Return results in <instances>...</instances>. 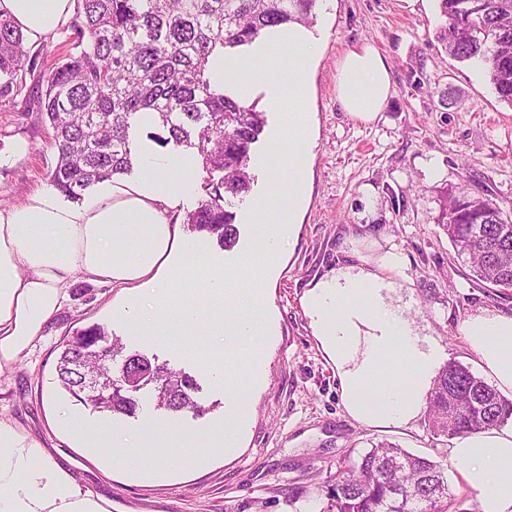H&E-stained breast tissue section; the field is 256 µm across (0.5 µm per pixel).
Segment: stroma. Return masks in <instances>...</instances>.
<instances>
[{
  "instance_id": "35a3bbf8",
  "label": "stroma",
  "mask_w": 512,
  "mask_h": 512,
  "mask_svg": "<svg viewBox=\"0 0 512 512\" xmlns=\"http://www.w3.org/2000/svg\"><path fill=\"white\" fill-rule=\"evenodd\" d=\"M310 31L320 41L312 68L309 105L314 145L306 204L294 236L270 264L263 372L252 385L246 356L235 362L236 394L251 417L230 457L216 456L204 469L180 466V448H152L147 463L172 470L171 479L128 481L123 449H111L112 466L101 470L73 444L49 435V399L93 425L102 413L62 390L56 365L62 342L92 324L123 338L127 352L158 356L176 371L194 375L203 414L155 409L152 392H138L139 408L119 417L121 431L142 433L150 423L172 420L187 432L208 435L222 422L232 394L206 371V337L186 346L169 337L133 336L112 314L115 292L85 283L49 322L45 338L13 372L0 379V414L43 439L53 457L79 482L112 501V512H290L284 495L291 483H320L338 462L387 441L410 452H435L424 418L390 429H372L350 417L342 403L336 366L322 348L301 298L308 286L340 265H360L394 249L405 269L391 280L390 295L425 342L442 348L446 361L478 370L461 324L469 316L512 314V293L497 294L472 276L438 224L448 194H482L512 215V106L500 101L485 72L450 57L439 40L445 26L438 0H317ZM371 45L385 59L391 94L377 118L364 123L337 98L336 71L344 54ZM43 86L28 78L10 100H0V208L21 204L49 189L47 173L57 149L39 112ZM253 145L251 191L233 199L238 237L224 247L192 230L187 218L205 195L206 173L195 167L193 192L172 214L183 237L195 241L225 272L238 269L251 250L255 225L245 220L253 204L272 193V172L258 165L286 119L269 112Z\"/></svg>"
}]
</instances>
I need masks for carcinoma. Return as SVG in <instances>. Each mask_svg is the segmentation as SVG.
Instances as JSON below:
<instances>
[{
	"label": "carcinoma",
	"mask_w": 512,
	"mask_h": 512,
	"mask_svg": "<svg viewBox=\"0 0 512 512\" xmlns=\"http://www.w3.org/2000/svg\"><path fill=\"white\" fill-rule=\"evenodd\" d=\"M72 51L55 62L41 112L54 131L58 156L50 185L78 199L91 187L133 170L132 126L150 110L168 134L164 143L197 151L202 166L221 172L206 184V197L188 223L224 243L235 241L229 197H244L252 186L250 149L264 127L253 104L224 93L206 74L216 52L248 45L265 29L308 24L316 0H76ZM446 19L439 36L448 55L483 67L500 100L512 106V0H439ZM25 37L0 15V99L8 98L34 73L26 64ZM439 226L458 256L466 257L474 278L489 288L512 289V220L483 196L449 197ZM109 341L104 356L87 345ZM125 345L92 325L63 342L56 366L59 386L80 397V374L113 380L112 361ZM147 373L132 379L151 387L155 406L168 412H198L191 398L195 378L145 360ZM113 416H133L134 395L123 386L104 397L87 398ZM438 442L463 437L512 420V400L453 362L442 368L427 397L425 416ZM288 507L309 502L317 512H448L452 505L447 468L431 456L379 442L358 459L311 487H288Z\"/></svg>",
	"instance_id": "cac0c4a2"
}]
</instances>
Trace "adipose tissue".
Listing matches in <instances>:
<instances>
[{
    "mask_svg": "<svg viewBox=\"0 0 512 512\" xmlns=\"http://www.w3.org/2000/svg\"><path fill=\"white\" fill-rule=\"evenodd\" d=\"M73 13L74 0H0V15L10 17L33 42L68 24ZM250 52V83L261 92L262 106L288 113L267 161L287 157L290 171L288 182H276L273 200L258 201L248 215L258 227L243 261L255 313L232 309L237 277L216 272L171 218L191 187L189 162L142 150L139 179L109 182L105 193L86 205L66 207L54 193L40 191L23 204L0 209V377L43 340L45 326L68 301L66 284L72 279L125 295L126 303L114 313L136 335L153 331L159 310L166 307L172 308L183 336L195 335L201 318H208L216 354L209 370L220 382L226 379L225 346L262 335L269 289L266 261L281 250L284 238L293 236L307 192L305 109L310 66L320 46L304 25L291 23L270 30ZM336 81L342 108L364 122L374 120L390 96V71L368 45L345 53ZM403 267V255L389 251L372 268L337 267L332 278L305 295L318 339L336 364L343 405L367 426H402L414 419L439 370L438 348L422 344L390 301L387 278ZM461 331L497 390L512 393V315H473ZM249 414L248 400L233 398L224 422L205 439L171 423L127 436L114 420L87 426L65 410L55 413L50 426L79 440L94 457L103 455L109 443L126 448L127 474L152 480L162 473L144 465V442L190 449L184 466L200 469L213 451L235 450L239 426ZM448 456L475 492L479 512H512V429L493 428L456 440ZM0 512H111V503L85 490L16 421L0 416Z\"/></svg>",
    "mask_w": 512,
    "mask_h": 512,
    "instance_id": "obj_1",
    "label": "adipose tissue"
}]
</instances>
